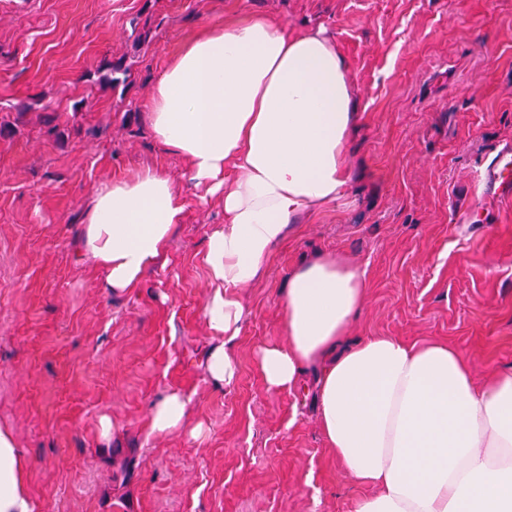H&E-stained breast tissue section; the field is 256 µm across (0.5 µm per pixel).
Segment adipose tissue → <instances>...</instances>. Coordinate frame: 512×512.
<instances>
[{"instance_id":"ef3b65f1","label":"adipose tissue","mask_w":512,"mask_h":512,"mask_svg":"<svg viewBox=\"0 0 512 512\" xmlns=\"http://www.w3.org/2000/svg\"><path fill=\"white\" fill-rule=\"evenodd\" d=\"M359 118L349 66L320 27L292 34L268 17L206 23L167 60L148 109L153 135L185 161L190 184L224 200V226L206 255L214 387L238 377L243 288L289 225L345 193ZM184 211L155 167L96 189L83 245L113 293L138 287L158 265ZM366 288L362 269L332 256L295 268L282 299L285 341L259 353L265 384L290 390L318 366L322 433L344 471L373 489L356 512H512V370L478 382L442 341L366 336L344 345ZM186 410L183 393L167 391L150 407L152 431L183 429ZM0 512H36L27 462L4 428Z\"/></svg>"}]
</instances>
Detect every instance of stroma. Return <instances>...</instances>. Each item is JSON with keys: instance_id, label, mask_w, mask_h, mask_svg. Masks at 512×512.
Here are the masks:
<instances>
[{"instance_id": "1", "label": "stroma", "mask_w": 512, "mask_h": 512, "mask_svg": "<svg viewBox=\"0 0 512 512\" xmlns=\"http://www.w3.org/2000/svg\"><path fill=\"white\" fill-rule=\"evenodd\" d=\"M249 15L325 28L362 126L347 193L292 225L245 289L239 379L217 390L205 255L224 207L198 201L147 112L183 41ZM110 64L129 68L124 85L102 82ZM506 144L512 0H0V426L38 512H355L371 489L327 445L314 373L277 392L258 366L283 341L288 276L318 255L356 264L368 291L350 340H444L481 381L511 369L512 196L475 178ZM145 166L179 186L185 219L140 287L116 295L81 250L83 218L95 188ZM171 389L188 428L159 435L149 407Z\"/></svg>"}]
</instances>
